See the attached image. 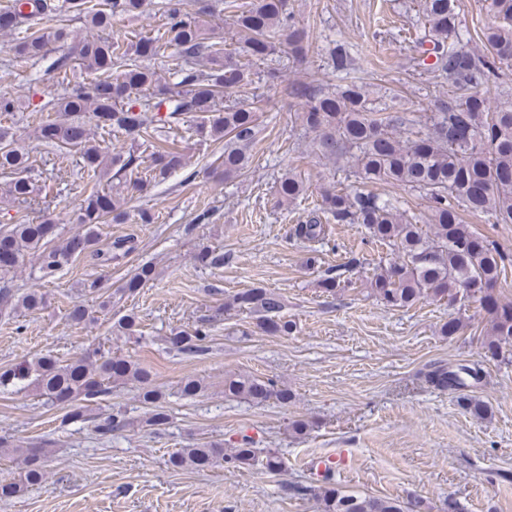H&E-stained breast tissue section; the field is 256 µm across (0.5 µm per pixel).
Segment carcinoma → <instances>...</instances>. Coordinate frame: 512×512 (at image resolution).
I'll list each match as a JSON object with an SVG mask.
<instances>
[{
    "instance_id": "obj_1",
    "label": "carcinoma",
    "mask_w": 512,
    "mask_h": 512,
    "mask_svg": "<svg viewBox=\"0 0 512 512\" xmlns=\"http://www.w3.org/2000/svg\"><path fill=\"white\" fill-rule=\"evenodd\" d=\"M144 4L145 0H7L0 9V28L14 35L11 51L22 61L40 62L48 58L50 43L65 44L71 39L63 25L49 34L42 31L39 24L45 18L66 10L94 31L78 50L51 58L46 74L62 76V90L47 92L44 103H28L34 112L59 114L38 124L36 139L80 153L83 173L92 184L77 210L80 228L61 240L58 225L44 216L8 226L0 231V276L20 269L30 255L48 274L81 254L112 260V254L96 248V225L105 219L126 223L127 197L119 187L99 188L98 180L114 167L120 173L134 171L140 164L133 147L125 154H109L96 144L83 120L85 113H92L95 128L104 134L121 133L133 145L151 144L150 177L156 183L186 166L178 141L161 136L177 130L187 115L199 113L196 135L224 141V155L212 169V178L237 179L250 168L260 113L268 104L257 94L249 104L235 94L253 84L258 63L278 50H288L300 66L306 62L305 29L289 11L288 0H155L165 22L152 35L112 36V19L138 15ZM483 8L489 22L473 32L462 25L457 0H420L424 20L416 39L420 52L408 58L407 66L451 86L448 95L435 97L422 128L410 115L402 94L391 93L390 103L381 106L370 99L369 83L357 76L355 58L342 44L336 45L327 61L339 84L330 85L314 72L284 86L283 92L294 102L296 120L312 134L315 154L334 161L350 158L361 179L417 192L425 197L428 208L424 230L394 196L326 188L319 207L296 225L295 236L322 240L323 222L331 220L362 225L373 240L397 251V257L377 266L370 281L378 302L409 307L431 297L453 298L462 291L491 316L484 347L495 357L501 344L512 342V300L497 292L512 265V255L496 241L471 231L469 220L512 224V107H493L485 96L512 74V0H483ZM217 14L231 20L241 51L224 50L210 21ZM476 38L481 48H468L467 43ZM151 60L161 61L163 72L152 69ZM29 167V153L15 146L13 136L0 127V174L7 176L0 184L1 201L32 205ZM275 191L279 202L292 203L306 194L307 187L290 168L277 180ZM196 261L219 267L224 265V253L204 247ZM154 275L151 265L137 267L125 292L136 293ZM0 303L35 313L47 301L44 293L33 289L18 298L0 292ZM228 306L258 315L266 333H293L295 324L281 317V296L267 288L238 293ZM67 319L76 326L95 321L92 311L81 303L68 310ZM139 327L133 312L113 325L125 336L136 335ZM210 333L211 318L203 316L191 328L173 333L167 343L180 353L198 354L206 350ZM466 375L477 377L465 367L453 370L440 365L429 370L425 380L446 390L465 384ZM18 381L67 408L66 421L85 419L92 403L110 395L114 384L133 381L142 402L153 407L145 424L158 430L168 424L151 372L98 348L70 362L47 353L0 372V387ZM224 396L255 404L292 400L288 387L270 378L242 374L224 375ZM124 426L121 413H110L97 418L95 431L99 439L108 441ZM0 448L16 455L21 465L19 479L0 481V500L16 497L45 480L44 459L49 450L43 443L13 448L8 439L0 438ZM256 461V449L246 438L229 450L210 444L180 448L169 457L172 468L195 470L220 462L247 469ZM291 491L316 498L321 512H404L397 499L349 494L329 477L319 486L296 485Z\"/></svg>"
}]
</instances>
